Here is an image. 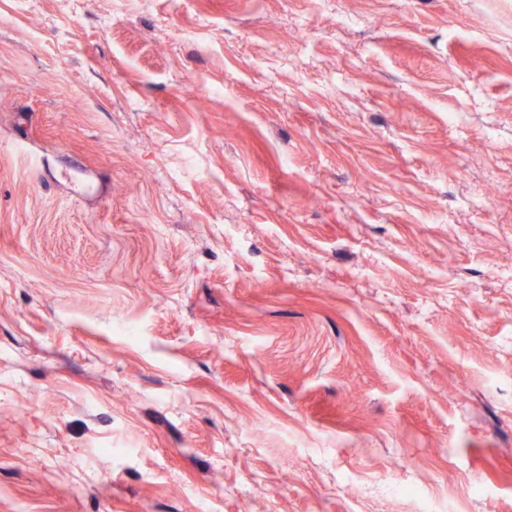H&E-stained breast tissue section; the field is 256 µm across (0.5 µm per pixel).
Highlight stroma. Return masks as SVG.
Instances as JSON below:
<instances>
[{
    "label": "stroma",
    "instance_id": "1",
    "mask_svg": "<svg viewBox=\"0 0 512 512\" xmlns=\"http://www.w3.org/2000/svg\"><path fill=\"white\" fill-rule=\"evenodd\" d=\"M0 512H512V0H0Z\"/></svg>",
    "mask_w": 512,
    "mask_h": 512
}]
</instances>
